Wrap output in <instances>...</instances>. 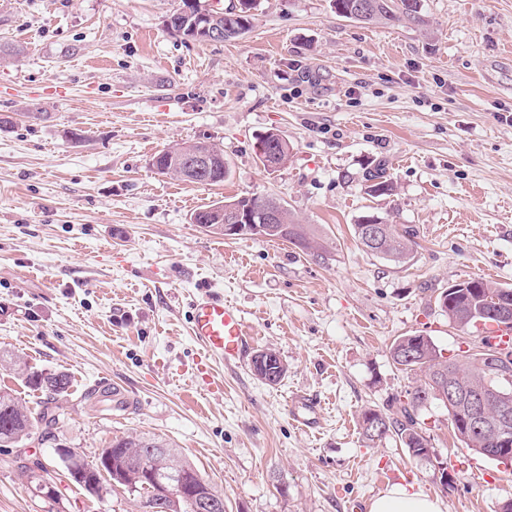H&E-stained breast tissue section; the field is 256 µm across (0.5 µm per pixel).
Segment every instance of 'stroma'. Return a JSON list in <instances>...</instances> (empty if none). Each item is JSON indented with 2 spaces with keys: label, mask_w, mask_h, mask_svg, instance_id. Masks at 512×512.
I'll use <instances>...</instances> for the list:
<instances>
[{
  "label": "stroma",
  "mask_w": 512,
  "mask_h": 512,
  "mask_svg": "<svg viewBox=\"0 0 512 512\" xmlns=\"http://www.w3.org/2000/svg\"><path fill=\"white\" fill-rule=\"evenodd\" d=\"M177 3L0 0V114L14 121L0 131V355L22 366L0 387L36 411L47 393L26 372L70 380L52 433L0 447V512H143L124 490L80 488L57 454L89 462L130 434L171 442L224 512H367L402 482L442 512H497L512 468L466 448L443 403L416 412L422 461L397 438L366 441L360 417L395 416L415 385L390 357L396 338L429 336L447 358L479 346L482 328L439 308L448 285L512 288V0H423L424 28L341 18L331 0H256L249 31L218 43L170 35ZM271 129L293 147L274 172L254 151ZM194 141L223 149V184L151 167ZM379 161L396 191L375 198L364 172ZM254 194L280 200L320 252L190 221ZM364 215L414 229L408 262L362 249ZM205 292L240 311L242 362L205 359L191 338ZM265 349L288 368L275 385L252 371ZM116 383L120 410L96 400ZM299 395L315 428L288 415Z\"/></svg>",
  "instance_id": "obj_1"
}]
</instances>
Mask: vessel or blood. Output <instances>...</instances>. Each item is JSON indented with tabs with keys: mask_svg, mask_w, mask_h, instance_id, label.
Segmentation results:
<instances>
[{
	"mask_svg": "<svg viewBox=\"0 0 512 512\" xmlns=\"http://www.w3.org/2000/svg\"><path fill=\"white\" fill-rule=\"evenodd\" d=\"M190 334L206 358L226 362L242 361L250 342L239 310L223 297L211 294L201 295L193 302ZM290 417L301 426H314L318 422L317 407L307 398H297L291 405Z\"/></svg>",
	"mask_w": 512,
	"mask_h": 512,
	"instance_id": "b4317fda",
	"label": "vessel or blood"
}]
</instances>
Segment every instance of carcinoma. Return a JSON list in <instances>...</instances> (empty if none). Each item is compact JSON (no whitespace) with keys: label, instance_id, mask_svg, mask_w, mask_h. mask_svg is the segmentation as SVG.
<instances>
[{"label":"carcinoma","instance_id":"carcinoma-1","mask_svg":"<svg viewBox=\"0 0 512 512\" xmlns=\"http://www.w3.org/2000/svg\"><path fill=\"white\" fill-rule=\"evenodd\" d=\"M253 0H239L240 8L235 14L233 25L238 30L245 32L252 26L254 15L250 14ZM410 0H333V8L336 14L348 19H354L365 24H408L416 26L427 25L423 9H409ZM185 0H180V6L174 8L168 15L166 30L174 35L188 23V19L182 15L181 5ZM364 179L368 182L369 193L375 197L391 196L395 192V185L387 174L385 165L375 163L366 169ZM280 224L288 225V235L268 234L272 239L280 238L297 246L306 253H312L318 249L317 242L310 236L303 224H297L292 219L286 207H281ZM415 245L414 234L407 229H399L394 224L388 225L387 236L381 243L379 254L393 258L395 261L405 259ZM479 289L473 292L470 289L460 288L447 295L448 305L442 309L448 317V322L458 328L465 329L471 326L467 318L474 313L485 314L483 330L499 324L497 318L496 299L503 296L505 288L491 284L483 279H478ZM413 355L412 359L404 357V353ZM481 352H475L462 357L459 360L442 359L433 341L428 336L421 334L402 336L397 339L390 348V357L398 368L406 373L421 374L424 376L419 384L408 393L409 401L401 406L395 417L384 415L376 410L368 409L362 413V434L370 441L382 440L394 436L408 448L409 453L415 459H424L429 456V443L418 427L415 411L424 405L425 398L421 394L432 388L435 381L444 372H451L460 386L467 394H474L487 386L496 387L501 384L497 379H490L482 370L478 362ZM287 373V367L276 352H271L267 374L272 376L270 383L280 382ZM26 382L36 388L45 389L50 394V399L42 405L39 412L34 414L19 404L16 397L9 389L0 388V447H10L30 438L35 431L48 430L59 424L64 408L60 403L62 397L67 395L69 388L68 376L62 372L43 374L31 372L26 375ZM511 398L506 403H490L482 412V422L475 423L464 409L449 413L451 423L458 438L466 447L480 448V456L490 458L502 454V445L496 442L494 427L497 417L503 410H508L509 420L502 423L512 437V386L508 388ZM383 419L384 430L378 431L369 426L371 419ZM156 442V439H148L143 436H122L112 440L108 447L111 455L118 456L127 452H138V449L146 447L148 443ZM195 466L175 456L169 464L163 468L166 473V481L175 485L179 481L180 473L193 470ZM118 486L130 494H136L147 500L150 491L143 486V481L128 475Z\"/></svg>","mask_w":512,"mask_h":512}]
</instances>
